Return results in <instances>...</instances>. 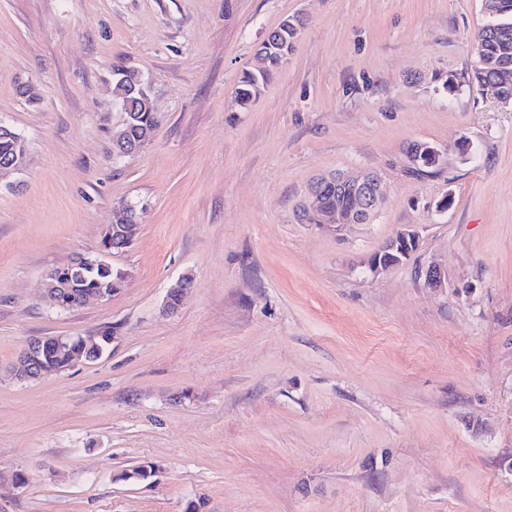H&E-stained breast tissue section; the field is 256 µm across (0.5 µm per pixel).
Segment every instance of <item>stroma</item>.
Here are the masks:
<instances>
[{"mask_svg":"<svg viewBox=\"0 0 512 512\" xmlns=\"http://www.w3.org/2000/svg\"><path fill=\"white\" fill-rule=\"evenodd\" d=\"M485 21L483 0H0V119L29 149L0 177V512H512V106L468 83ZM116 64L157 117L118 160ZM416 142L446 152L434 173L411 172ZM352 169L384 180L374 223L295 221L313 177ZM127 205L122 287L57 310L46 273ZM407 225L411 257L364 275ZM109 328L99 360L9 373L31 337ZM142 461L152 483L120 480ZM285 21L269 32L268 42H262L256 52L257 64L242 74L237 98L243 108L261 94L273 71L287 63L295 49L297 33L293 27L284 24Z\"/></svg>","mask_w":512,"mask_h":512,"instance_id":"stroma-1","label":"stroma"}]
</instances>
